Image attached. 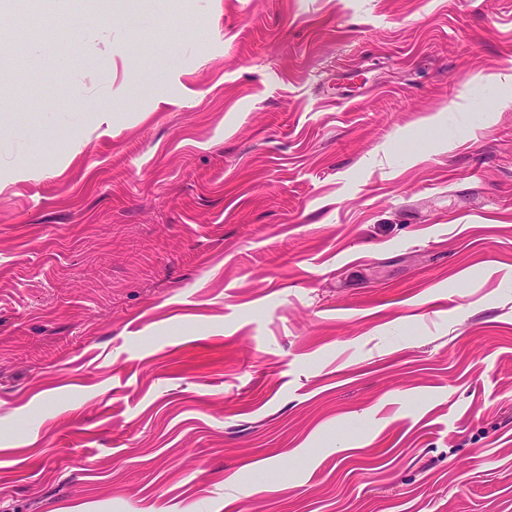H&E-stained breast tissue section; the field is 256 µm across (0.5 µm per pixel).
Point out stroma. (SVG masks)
Segmentation results:
<instances>
[{
	"mask_svg": "<svg viewBox=\"0 0 512 512\" xmlns=\"http://www.w3.org/2000/svg\"><path fill=\"white\" fill-rule=\"evenodd\" d=\"M185 12L0 127V512H512V0Z\"/></svg>",
	"mask_w": 512,
	"mask_h": 512,
	"instance_id": "35a3bbf8",
	"label": "stroma"
}]
</instances>
